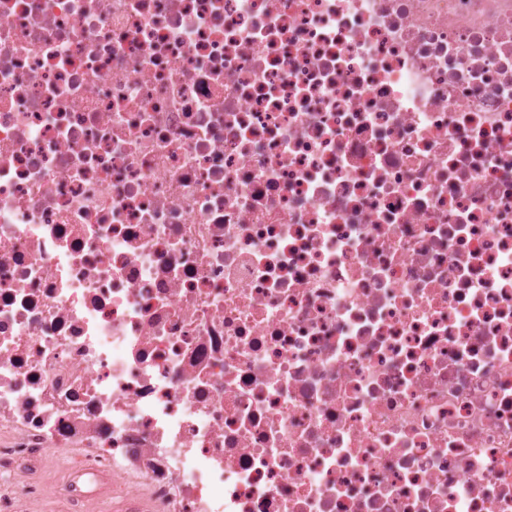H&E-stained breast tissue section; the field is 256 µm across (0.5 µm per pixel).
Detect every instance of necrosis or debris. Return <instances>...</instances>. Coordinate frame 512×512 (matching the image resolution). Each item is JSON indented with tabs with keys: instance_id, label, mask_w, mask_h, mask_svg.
<instances>
[{
	"instance_id": "4bbe7bcc",
	"label": "necrosis or debris",
	"mask_w": 512,
	"mask_h": 512,
	"mask_svg": "<svg viewBox=\"0 0 512 512\" xmlns=\"http://www.w3.org/2000/svg\"><path fill=\"white\" fill-rule=\"evenodd\" d=\"M512 512V0H0V512Z\"/></svg>"
}]
</instances>
